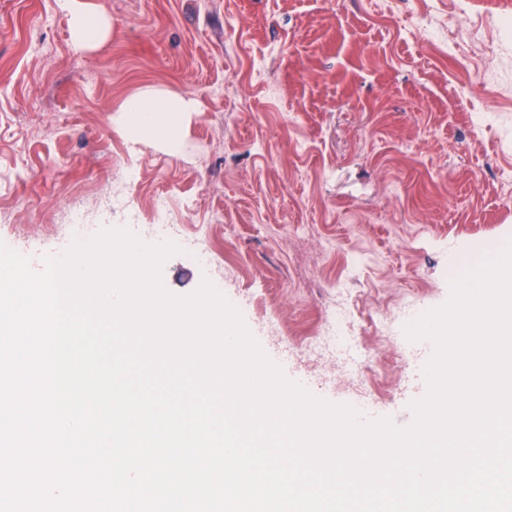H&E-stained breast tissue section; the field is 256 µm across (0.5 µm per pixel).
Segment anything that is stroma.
<instances>
[{
    "instance_id": "stroma-1",
    "label": "stroma",
    "mask_w": 512,
    "mask_h": 512,
    "mask_svg": "<svg viewBox=\"0 0 512 512\" xmlns=\"http://www.w3.org/2000/svg\"><path fill=\"white\" fill-rule=\"evenodd\" d=\"M112 20L77 46L58 0H0V243L34 270L155 201L178 224L163 283L202 279L246 302L270 359L317 397L400 426L427 390V341L361 337L374 381L344 353L294 348L339 291L416 317L444 304L462 257L512 240V10L499 0H92ZM147 88L199 103L171 154L132 145L117 110ZM302 225L297 235L286 226ZM206 249L205 264L187 251Z\"/></svg>"
}]
</instances>
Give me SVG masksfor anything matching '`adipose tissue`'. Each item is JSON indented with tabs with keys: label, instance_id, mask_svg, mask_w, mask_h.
Returning a JSON list of instances; mask_svg holds the SVG:
<instances>
[{
	"label": "adipose tissue",
	"instance_id": "adipose-tissue-1",
	"mask_svg": "<svg viewBox=\"0 0 512 512\" xmlns=\"http://www.w3.org/2000/svg\"><path fill=\"white\" fill-rule=\"evenodd\" d=\"M75 44L92 47L106 38L110 20L98 14L89 0H60ZM194 98L169 90H145L120 109L119 125L130 143H154L168 153L181 144L183 120L197 111Z\"/></svg>",
	"mask_w": 512,
	"mask_h": 512
}]
</instances>
